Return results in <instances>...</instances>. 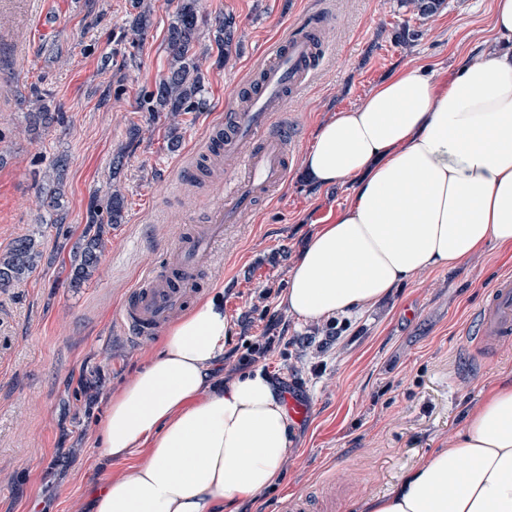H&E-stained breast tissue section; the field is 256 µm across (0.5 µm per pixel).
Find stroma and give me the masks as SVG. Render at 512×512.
Instances as JSON below:
<instances>
[{"instance_id": "obj_1", "label": "stroma", "mask_w": 512, "mask_h": 512, "mask_svg": "<svg viewBox=\"0 0 512 512\" xmlns=\"http://www.w3.org/2000/svg\"><path fill=\"white\" fill-rule=\"evenodd\" d=\"M178 0H0V252L38 233L45 258L26 281L0 288V512H91L108 476L127 474L147 451L106 459L96 446L107 396L158 348L131 342L115 320L143 271L164 265L186 228L203 223L223 164L195 156L225 106L254 76L271 43L311 15L323 16L324 55L288 106L300 124L288 182L246 224L228 225L204 295L224 290L231 334L225 380L255 367L309 406L294 422L280 483L239 512H279L302 495L326 512H364L432 449L451 445L466 410L494 384L512 382V347L487 355L465 330L491 286L512 274V248L488 242L453 270H427L377 305L346 314L330 340L327 318L304 320L281 304L309 236L352 196L351 183L315 189L303 174L317 127L358 106L394 70L419 64L450 80L461 60L490 46L494 0H446L418 20L403 0H198L196 41L203 105L181 117L170 149L165 113L145 99L168 72L166 38ZM54 22L39 28L42 10ZM151 24L140 43V10ZM233 15L236 45L222 58L215 21ZM418 40L399 44L403 25ZM63 123L31 128L36 103ZM141 135L130 141L131 127ZM124 152L113 173L112 159ZM64 159L63 197L42 204L40 188ZM126 200L90 284L67 285L69 250L93 201L110 183ZM280 337L269 354L266 337Z\"/></svg>"}]
</instances>
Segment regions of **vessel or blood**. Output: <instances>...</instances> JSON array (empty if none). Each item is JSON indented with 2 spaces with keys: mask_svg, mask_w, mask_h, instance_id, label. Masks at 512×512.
Segmentation results:
<instances>
[{
  "mask_svg": "<svg viewBox=\"0 0 512 512\" xmlns=\"http://www.w3.org/2000/svg\"><path fill=\"white\" fill-rule=\"evenodd\" d=\"M321 20L292 30L275 42L243 97L227 108L214 128L212 156L225 159L228 172L209 200L210 220L180 238L165 269L145 272L117 321L131 340H152L201 294L200 270L209 265L211 245L227 224H242L257 201L276 196L288 181V152L298 130L287 113L290 98L312 78L322 50ZM478 344L512 343V276L497 281L487 294L472 331Z\"/></svg>",
  "mask_w": 512,
  "mask_h": 512,
  "instance_id": "1",
  "label": "vessel or blood"
}]
</instances>
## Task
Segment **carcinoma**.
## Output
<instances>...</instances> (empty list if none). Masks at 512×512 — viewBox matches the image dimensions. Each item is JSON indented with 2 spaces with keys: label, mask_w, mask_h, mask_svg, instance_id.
<instances>
[{
  "label": "carcinoma",
  "mask_w": 512,
  "mask_h": 512,
  "mask_svg": "<svg viewBox=\"0 0 512 512\" xmlns=\"http://www.w3.org/2000/svg\"><path fill=\"white\" fill-rule=\"evenodd\" d=\"M402 2L420 17L428 18L442 8L445 0ZM197 3L198 0H179L176 19L168 35V73L151 93V99L155 100V111H165L170 115L172 149L179 145V136L176 133L178 117L195 111L202 101V76L194 51L197 38ZM216 32V41L227 57L233 50L235 18L226 14L218 19ZM124 207L125 196L116 186L108 192L106 218H101L96 210L91 213L89 224L71 249L69 287H82L99 270L106 248V227L121 223ZM42 259L43 250L40 249L35 235H25L17 239L7 251L0 253V288H7L28 278L41 264Z\"/></svg>",
  "instance_id": "obj_1"
}]
</instances>
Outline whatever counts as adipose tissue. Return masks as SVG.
Segmentation results:
<instances>
[{"instance_id":"obj_1","label":"adipose tissue","mask_w":512,"mask_h":512,"mask_svg":"<svg viewBox=\"0 0 512 512\" xmlns=\"http://www.w3.org/2000/svg\"><path fill=\"white\" fill-rule=\"evenodd\" d=\"M495 47L447 85L410 66L321 125L312 182H353L349 204L310 237L282 301L302 319L372 306L423 270L451 269L488 242L512 246V0H494ZM230 323L222 294L195 303L110 394L101 456L148 459L107 479L93 512H237L276 485L292 421L269 373L221 383ZM367 512H512V384L470 408L450 447L407 470Z\"/></svg>"}]
</instances>
